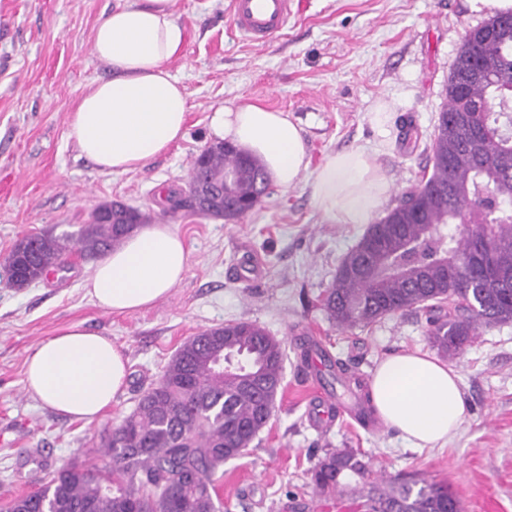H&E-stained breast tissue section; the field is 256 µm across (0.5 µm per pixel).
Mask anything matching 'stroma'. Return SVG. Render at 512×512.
I'll return each mask as SVG.
<instances>
[{
  "instance_id": "stroma-1",
  "label": "stroma",
  "mask_w": 512,
  "mask_h": 512,
  "mask_svg": "<svg viewBox=\"0 0 512 512\" xmlns=\"http://www.w3.org/2000/svg\"><path fill=\"white\" fill-rule=\"evenodd\" d=\"M117 2L0 0V262L24 235H77L105 202L161 223L160 197L187 187L194 157L210 144L209 116L229 100L287 112L303 130L311 166L366 148L390 182L382 205L390 210L430 173L456 54L495 13L490 5L470 13L465 0H304L281 35L257 45L231 27V0H176L185 42L168 67L188 96L185 136L143 169L113 175L81 156L67 125L83 88L111 74L92 36ZM380 100L392 110L379 127L370 117ZM172 222L189 250L188 271L150 308L112 314L94 305L83 288L93 261L73 247L64 270L37 284L0 282V508L37 489L40 464L102 468L99 434L134 408L181 343L241 320L282 341L283 381L258 439L215 477L224 512H358L355 480L328 500L310 487V470L329 448L357 451L375 483L415 475L448 484L464 512H512V322L482 330L450 362L468 408L459 432L411 448L377 416L337 413L335 379L300 358L301 345L320 346L365 387L387 356L433 351L422 313L340 331L320 309L364 226L326 223L303 182L285 193L269 188L235 223L191 211ZM76 323L111 338L128 359L125 385L89 423L45 406L23 383L34 348ZM322 413L330 417L324 426Z\"/></svg>"
}]
</instances>
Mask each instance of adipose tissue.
Segmentation results:
<instances>
[{
  "mask_svg": "<svg viewBox=\"0 0 512 512\" xmlns=\"http://www.w3.org/2000/svg\"><path fill=\"white\" fill-rule=\"evenodd\" d=\"M175 0H121L96 27L94 54L112 75L91 83L72 111L67 136L100 170L123 174L167 153L185 134L187 95L168 64L178 57L184 29ZM210 136L260 158L281 190L308 180L310 198L331 224H367L387 199L385 173L362 147L331 154L310 168L300 128L283 111L230 103L210 115ZM189 253L175 225L154 224L127 236L92 267L84 286L110 313L155 305L183 279ZM127 378V359L112 341L70 326L28 356L24 387L54 411L93 420ZM380 421L413 448H430L462 427L467 407L457 371L429 355L383 360L368 387Z\"/></svg>",
  "mask_w": 512,
  "mask_h": 512,
  "instance_id": "adipose-tissue-1",
  "label": "adipose tissue"
}]
</instances>
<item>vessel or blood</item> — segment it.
<instances>
[{
    "label": "vessel or blood",
    "instance_id": "1",
    "mask_svg": "<svg viewBox=\"0 0 512 512\" xmlns=\"http://www.w3.org/2000/svg\"><path fill=\"white\" fill-rule=\"evenodd\" d=\"M295 0H232L231 20L246 39L267 43L284 30Z\"/></svg>",
    "mask_w": 512,
    "mask_h": 512
}]
</instances>
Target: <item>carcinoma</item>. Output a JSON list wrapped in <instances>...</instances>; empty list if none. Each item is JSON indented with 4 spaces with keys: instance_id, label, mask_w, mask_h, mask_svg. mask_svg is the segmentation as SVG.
<instances>
[{
    "instance_id": "cac0c4a2",
    "label": "carcinoma",
    "mask_w": 512,
    "mask_h": 512,
    "mask_svg": "<svg viewBox=\"0 0 512 512\" xmlns=\"http://www.w3.org/2000/svg\"><path fill=\"white\" fill-rule=\"evenodd\" d=\"M481 66L486 78L469 80V69ZM430 162V176L405 190L343 258L321 307L341 330L421 311L432 347L454 359L480 329L512 321L511 11L466 34ZM202 173L213 192L230 174L238 200L253 208L262 200V161L226 143L194 158L188 191L169 193L162 215L197 210L193 187ZM450 185L455 193L448 197ZM248 212L220 204L211 215L231 223ZM149 221L140 210L104 203L75 243L81 254L100 257ZM460 224L479 225L482 235L460 236ZM68 242L52 234L19 239L5 260L8 282L25 288L43 279L61 265ZM283 360L282 342L256 322L201 331L182 343L120 425L101 436L97 452L106 471L71 463L21 499L29 512H222L213 477L269 422ZM367 473L355 450L330 449L311 470L312 490L325 497L341 488V478ZM357 504L362 512H448L450 504L461 512L448 485L414 477L362 488Z\"/></svg>"
}]
</instances>
